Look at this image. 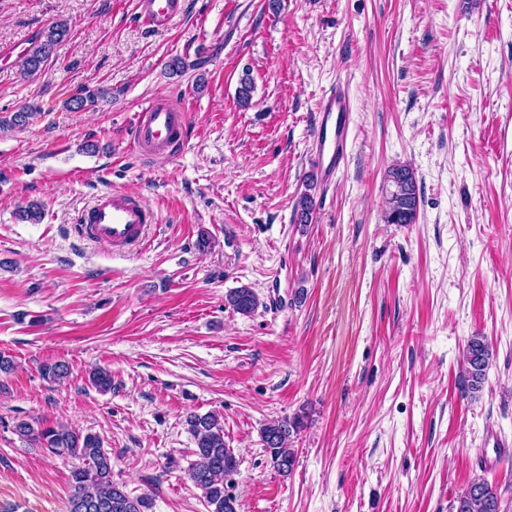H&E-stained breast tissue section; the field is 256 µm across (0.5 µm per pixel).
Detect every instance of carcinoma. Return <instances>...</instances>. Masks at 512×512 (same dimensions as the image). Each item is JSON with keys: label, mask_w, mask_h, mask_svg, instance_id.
<instances>
[{"label": "carcinoma", "mask_w": 512, "mask_h": 512, "mask_svg": "<svg viewBox=\"0 0 512 512\" xmlns=\"http://www.w3.org/2000/svg\"><path fill=\"white\" fill-rule=\"evenodd\" d=\"M70 29L64 21L45 28L26 49L19 60L20 75L31 77L43 70L54 54L56 47L69 35ZM107 90L85 88L72 96L64 105L68 112H82L97 108L105 98ZM35 110L24 107L8 118L0 117V129L14 130L26 127ZM391 189L387 197L386 222L389 224H412L415 222L419 187L411 168L399 165L387 172ZM299 223L309 224L315 209L313 196L305 193L297 202ZM227 304L236 312L253 313L259 298L250 288H238L226 295ZM492 351L481 336H474L467 345L466 386L476 392L483 386L491 364ZM44 378L57 381L69 375L68 365L58 361L41 367ZM186 424L194 438L195 460L187 469L193 485L201 491L210 512H237L236 498L228 491L229 477L238 471L239 459L234 450L224 444V425L214 413L186 417ZM303 425L302 418H284L266 425L261 432L262 441L269 451L271 463L279 473L288 475L295 464L294 449L288 447L290 437ZM16 432L40 447L59 457L77 458L82 465L70 472L69 512H147L150 507L146 496H132L122 485L112 481V459L103 448L99 436L82 434L57 424L41 429L26 420L15 425ZM454 512H503L497 489L487 479L477 477L457 499Z\"/></svg>", "instance_id": "cac0c4a2"}]
</instances>
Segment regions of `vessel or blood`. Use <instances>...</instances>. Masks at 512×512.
<instances>
[{"label": "vessel or blood", "instance_id": "b4317fda", "mask_svg": "<svg viewBox=\"0 0 512 512\" xmlns=\"http://www.w3.org/2000/svg\"><path fill=\"white\" fill-rule=\"evenodd\" d=\"M182 10V0H138V19L149 29L169 23ZM190 125L186 110L155 98L137 112L131 126L132 149L157 154L170 153L185 143ZM351 125V104L344 89H332L321 100L312 133L313 157L325 185H333L343 162ZM155 213L133 194L108 189L97 194L75 226L76 233L113 251L129 253L145 242L148 229L156 223Z\"/></svg>", "mask_w": 512, "mask_h": 512}]
</instances>
